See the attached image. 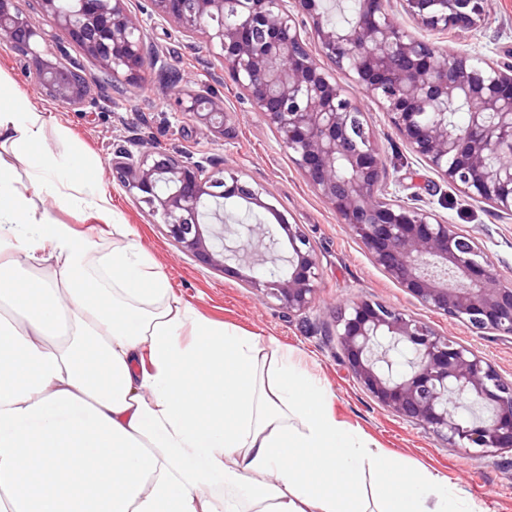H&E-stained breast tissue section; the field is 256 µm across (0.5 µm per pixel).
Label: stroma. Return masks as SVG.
<instances>
[{"instance_id":"35a3bbf8","label":"stroma","mask_w":512,"mask_h":512,"mask_svg":"<svg viewBox=\"0 0 512 512\" xmlns=\"http://www.w3.org/2000/svg\"><path fill=\"white\" fill-rule=\"evenodd\" d=\"M144 21L158 67L122 92L101 83L98 66L67 35L46 27L48 43L66 44L71 58L86 74L92 102L81 108L57 105L36 82L26 77L8 43L0 41V75L12 80L31 108L48 120L46 133L56 140L57 126L101 162L100 179L112 199L118 223L126 225L162 267L174 292L199 313L242 333L259 336L295 351L303 367L330 389L337 419L366 437L373 447L400 456L409 466L427 469L447 479L466 501L482 512H512V451L467 455L450 447L421 425L396 417L370 398L352 378L335 337L326 333L334 324V307L345 300L372 297L431 324L440 333L473 348L505 378L512 379V341L476 335L463 323L424 307L399 288L371 261L364 246L343 224L335 210L309 185L281 147L276 132L255 112L246 93L233 82L211 53L202 35L184 32L176 23L153 15L148 0H128ZM385 8L406 34L429 39L444 49L461 50L483 61L512 62V0H492L484 22L467 30L432 32L410 18L400 0ZM182 75L185 92L211 90L223 102L226 134L210 140L198 131L196 119L180 112L162 74ZM337 82L348 86L362 107L367 126L379 149L385 171L379 186L387 200L421 207L454 224L472 238L494 262L503 282L512 284V215L476 201L447 184L406 145L382 105L352 85L344 72ZM140 143L176 154L211 157L225 167L242 171L248 181L265 186L289 221L304 227L320 252L319 290L315 304L291 314L276 301L262 300L234 274L213 271L193 256L180 252L156 223L145 204L137 202L112 178V158L120 147ZM56 222L73 225L102 248L121 243L111 227L59 207L53 200L38 202ZM270 214L249 208L241 200L224 205V244L238 248L243 227L269 224Z\"/></svg>"}]
</instances>
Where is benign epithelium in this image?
<instances>
[{
  "instance_id": "1",
  "label": "benign epithelium",
  "mask_w": 512,
  "mask_h": 512,
  "mask_svg": "<svg viewBox=\"0 0 512 512\" xmlns=\"http://www.w3.org/2000/svg\"><path fill=\"white\" fill-rule=\"evenodd\" d=\"M0 0V39L18 55L27 76L65 107L84 104L86 76L66 47L47 44L44 26L66 33L120 90L157 62L141 17L127 0ZM153 14L202 33L224 69L277 133L282 148L311 186L363 244L372 262L426 308L484 335L512 337V284L469 237L431 212L379 195L382 162L363 111L333 76L345 72L379 100L412 152L446 182L512 214V175L497 162L512 157V63L479 67L464 52L445 53L432 40L408 36L384 0H360L344 32L323 19L317 0H149ZM405 11L433 32L468 29L485 18L489 0H403ZM183 111L206 135L225 134L224 108L207 94L181 98ZM469 106L466 127L448 125V106ZM112 178L160 219L183 253L226 273L224 211L241 199L271 213L288 238L285 271L239 264L244 284L290 313L314 304L320 255L315 242L272 203L273 194L208 160L156 149L120 150ZM269 224L246 225L255 253L267 248ZM332 335L361 389L389 413L422 425L453 448L481 453L512 450V381L471 347L384 302L362 297L336 309ZM389 339L412 354L396 374Z\"/></svg>"
}]
</instances>
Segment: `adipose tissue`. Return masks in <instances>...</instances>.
Wrapping results in <instances>:
<instances>
[{
    "mask_svg": "<svg viewBox=\"0 0 512 512\" xmlns=\"http://www.w3.org/2000/svg\"><path fill=\"white\" fill-rule=\"evenodd\" d=\"M0 512H480L369 447L288 350L178 297L135 242L109 249L36 197L117 233L99 160L55 151L0 78Z\"/></svg>",
    "mask_w": 512,
    "mask_h": 512,
    "instance_id": "adipose-tissue-1",
    "label": "adipose tissue"
}]
</instances>
